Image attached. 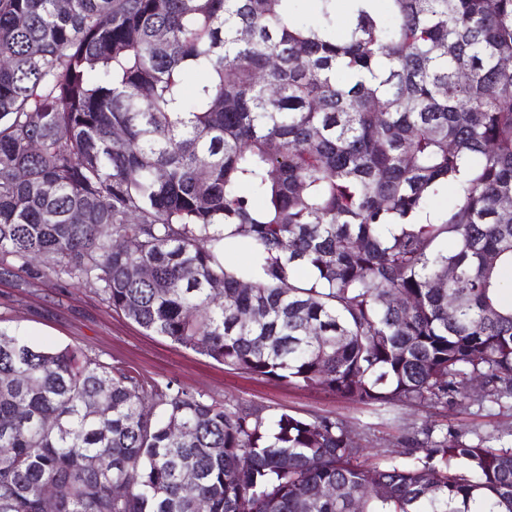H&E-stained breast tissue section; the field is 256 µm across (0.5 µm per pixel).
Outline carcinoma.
<instances>
[{
    "instance_id": "obj_1",
    "label": "carcinoma",
    "mask_w": 512,
    "mask_h": 512,
    "mask_svg": "<svg viewBox=\"0 0 512 512\" xmlns=\"http://www.w3.org/2000/svg\"><path fill=\"white\" fill-rule=\"evenodd\" d=\"M294 2L0 0V276L378 411L512 405V0ZM399 445L0 329V512H512V429Z\"/></svg>"
}]
</instances>
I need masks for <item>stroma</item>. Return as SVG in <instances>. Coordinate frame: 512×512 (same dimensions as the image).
Returning a JSON list of instances; mask_svg holds the SVG:
<instances>
[{
  "instance_id": "35a3bbf8",
  "label": "stroma",
  "mask_w": 512,
  "mask_h": 512,
  "mask_svg": "<svg viewBox=\"0 0 512 512\" xmlns=\"http://www.w3.org/2000/svg\"><path fill=\"white\" fill-rule=\"evenodd\" d=\"M0 328L17 332L41 347L75 344L104 359L122 361L159 382L170 381L218 400L269 405L301 416L339 418L355 425L362 437L371 441L368 458L372 461L393 455L406 425L428 415L427 410L400 405L391 419L316 389L256 379L229 369L161 337L146 335L74 281L61 287L23 273L0 280ZM447 422L462 432L492 433L512 428V408L495 407L476 414L451 408Z\"/></svg>"
}]
</instances>
